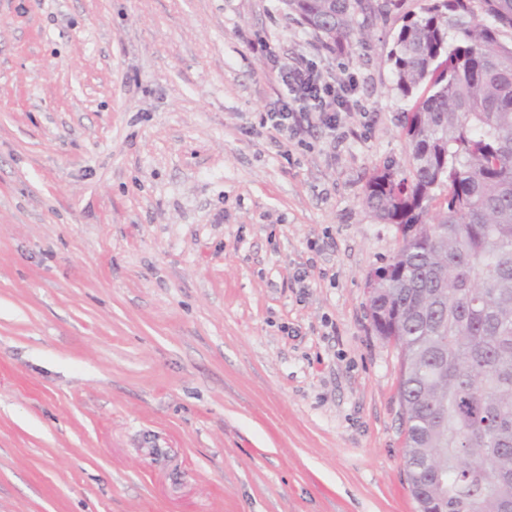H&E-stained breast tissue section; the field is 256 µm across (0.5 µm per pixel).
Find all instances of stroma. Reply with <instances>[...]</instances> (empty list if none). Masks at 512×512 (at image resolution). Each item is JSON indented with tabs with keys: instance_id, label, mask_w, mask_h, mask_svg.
Segmentation results:
<instances>
[{
	"instance_id": "stroma-1",
	"label": "stroma",
	"mask_w": 512,
	"mask_h": 512,
	"mask_svg": "<svg viewBox=\"0 0 512 512\" xmlns=\"http://www.w3.org/2000/svg\"><path fill=\"white\" fill-rule=\"evenodd\" d=\"M426 4L331 49L282 0H0V512H417L363 197ZM306 65L347 103L278 131Z\"/></svg>"
}]
</instances>
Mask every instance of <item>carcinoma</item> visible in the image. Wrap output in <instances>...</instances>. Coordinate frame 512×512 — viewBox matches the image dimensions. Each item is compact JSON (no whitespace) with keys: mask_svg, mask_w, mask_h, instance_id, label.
<instances>
[{"mask_svg":"<svg viewBox=\"0 0 512 512\" xmlns=\"http://www.w3.org/2000/svg\"><path fill=\"white\" fill-rule=\"evenodd\" d=\"M343 47L369 0H282ZM512 0H432L389 61L410 101L408 167L375 168L364 204L400 246L367 291L399 351L404 464L420 512H512Z\"/></svg>","mask_w":512,"mask_h":512,"instance_id":"cac0c4a2","label":"carcinoma"}]
</instances>
